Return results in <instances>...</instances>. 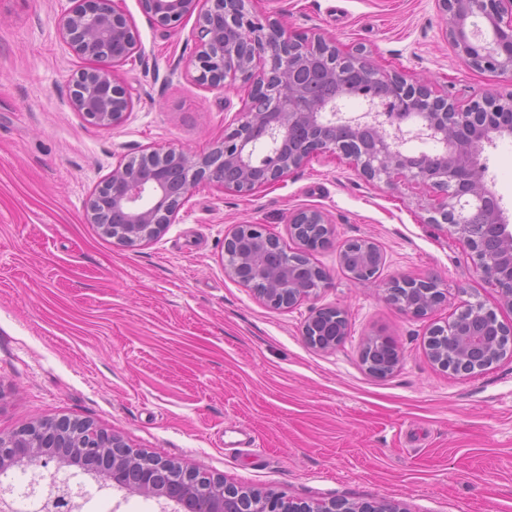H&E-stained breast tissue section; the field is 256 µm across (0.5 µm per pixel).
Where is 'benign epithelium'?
<instances>
[{
	"instance_id": "obj_1",
	"label": "benign epithelium",
	"mask_w": 512,
	"mask_h": 512,
	"mask_svg": "<svg viewBox=\"0 0 512 512\" xmlns=\"http://www.w3.org/2000/svg\"><path fill=\"white\" fill-rule=\"evenodd\" d=\"M58 22L63 41L85 60L70 80L74 111L103 129L121 125L134 108L119 71L141 46L115 0H72ZM445 35L467 67L512 77V0H436ZM253 0H140L143 11L164 29L196 16L195 80L207 87L241 82L247 99L238 125L206 153L158 148L119 163L91 192L87 223L118 244L132 247L156 238L172 223L191 190L212 184L250 195L281 181L314 155L350 160L368 180L389 187L415 185L429 192L427 223L448 225V234L469 252L475 271L512 310V229L505 224L480 161L493 135H512V91L483 94L462 103L437 90L433 80L410 78L373 65L363 49L348 50L321 33L298 34L252 9ZM482 21L493 33L473 41L468 27ZM318 68L334 93L313 96L295 81L297 72ZM360 97L368 109L349 115L339 101ZM431 140L440 149L412 153L411 141ZM295 247L287 251L261 224H235L226 235L225 270L259 300L291 308L317 295L328 272L312 255L329 245L333 225L318 209L289 217ZM339 263L354 283L377 280L379 245L356 239L339 249ZM445 299L437 282L403 278L390 282L385 300L415 316L432 313ZM348 333L337 307L309 308L302 335L323 352L336 350ZM367 344L382 355L366 363L383 377L401 360L397 343L374 336ZM512 355V324L479 303H465L443 326L430 330L429 360L455 376L472 375ZM91 460L100 480L128 495L162 501V512H402L380 499L297 502L268 489L229 486L224 479L128 448L117 435L86 420L45 419L0 436V472L38 468L55 495L39 506L84 512L87 497L70 485L72 467Z\"/></svg>"
}]
</instances>
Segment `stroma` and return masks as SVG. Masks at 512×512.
Listing matches in <instances>:
<instances>
[{
    "label": "stroma",
    "mask_w": 512,
    "mask_h": 512,
    "mask_svg": "<svg viewBox=\"0 0 512 512\" xmlns=\"http://www.w3.org/2000/svg\"><path fill=\"white\" fill-rule=\"evenodd\" d=\"M70 0H0V436L32 422L86 419L229 485L295 501L386 498L405 512H512V356L453 376L427 358L432 325L461 301L503 322L497 294L447 227L428 223L426 191L390 188L350 160L311 158L250 195L194 188L155 240L124 247L85 220L92 189L119 161L154 148L202 153L231 131L245 96L195 80V18L158 27L140 0H118L142 46L120 75L134 109L111 129L70 106L84 67L58 20ZM292 31L364 48L381 69L436 80L458 100L507 93L466 67L435 0H255ZM485 178L512 225V135L485 145ZM323 211L335 233L313 259L330 274L314 302L275 309L225 270L231 225L261 224L291 246L289 216ZM374 239L377 282H351L344 242ZM433 279L446 293L416 317L383 299L386 283ZM344 310L335 351L309 347L311 305ZM371 336L402 360L384 377L361 361Z\"/></svg>",
    "instance_id": "35a3bbf8"
}]
</instances>
